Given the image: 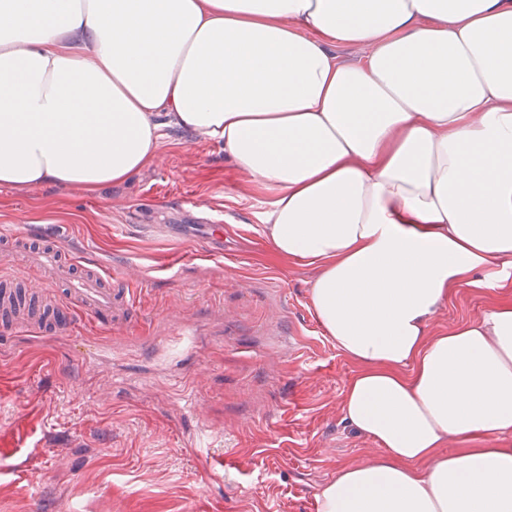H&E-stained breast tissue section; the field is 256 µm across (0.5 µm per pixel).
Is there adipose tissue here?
<instances>
[{
    "mask_svg": "<svg viewBox=\"0 0 512 512\" xmlns=\"http://www.w3.org/2000/svg\"><path fill=\"white\" fill-rule=\"evenodd\" d=\"M368 48L356 67L329 47ZM268 191L372 444L317 512H512V0H0V187L96 196L164 117ZM501 296L494 292H471L461 290L440 308L435 316V322L442 326L453 325L460 319L486 308Z\"/></svg>",
    "mask_w": 512,
    "mask_h": 512,
    "instance_id": "obj_1",
    "label": "adipose tissue"
}]
</instances>
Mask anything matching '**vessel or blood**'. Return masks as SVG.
<instances>
[{
  "label": "vessel or blood",
  "instance_id": "obj_1",
  "mask_svg": "<svg viewBox=\"0 0 512 512\" xmlns=\"http://www.w3.org/2000/svg\"><path fill=\"white\" fill-rule=\"evenodd\" d=\"M21 273L0 276V332L26 329L34 338L56 341L72 332L77 317L101 327L112 323V288L144 286L145 278L112 273L48 244L24 252Z\"/></svg>",
  "mask_w": 512,
  "mask_h": 512
}]
</instances>
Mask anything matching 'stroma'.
I'll list each match as a JSON object with an SVG mask.
<instances>
[{
  "mask_svg": "<svg viewBox=\"0 0 512 512\" xmlns=\"http://www.w3.org/2000/svg\"><path fill=\"white\" fill-rule=\"evenodd\" d=\"M158 160L88 197L0 187V234L33 227L105 269L139 267L147 287L112 317V341L76 325L43 342L0 340V512H317L316 496L368 441L340 398L353 366L309 306L312 267L276 256L257 213L262 190L221 146L172 125ZM243 226L223 257L169 270L201 250L193 213ZM459 291L435 320L488 307ZM189 329L183 348L175 334ZM235 467L206 475V457Z\"/></svg>",
  "mask_w": 512,
  "mask_h": 512,
  "instance_id": "obj_1",
  "label": "stroma"
}]
</instances>
